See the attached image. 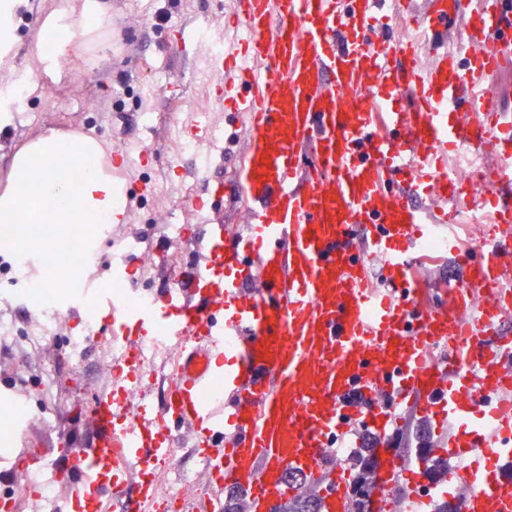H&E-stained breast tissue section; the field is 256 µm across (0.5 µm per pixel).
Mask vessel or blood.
Returning a JSON list of instances; mask_svg holds the SVG:
<instances>
[{"instance_id":"1","label":"vessel or blood","mask_w":512,"mask_h":512,"mask_svg":"<svg viewBox=\"0 0 512 512\" xmlns=\"http://www.w3.org/2000/svg\"><path fill=\"white\" fill-rule=\"evenodd\" d=\"M234 0L243 38L214 58L219 84L236 82L232 115L247 117L239 182L252 201L246 230L229 237L212 218L221 183L204 180L189 206L200 216L195 262L146 305L86 288L118 349L108 390L88 418L91 447L22 462L70 486L61 512H193L165 501L157 467L173 433L194 430L210 481L246 489L250 512H274L290 471L320 477L352 422L377 434L412 404L442 433L440 456L468 457L463 494L421 476L394 449L377 486L411 485L405 512H512V114L493 109L495 78L512 64V0ZM421 30L434 64L411 39L385 31L390 16ZM490 145L493 189L475 196L443 162L448 149ZM489 211L479 251L454 244L459 208ZM441 235L462 270L449 303L427 306L416 276L422 242ZM187 342L158 406H149L140 355L148 334ZM444 346L448 355L427 361ZM224 395L209 397L216 376ZM360 391L367 410L347 404ZM386 394L391 404L379 402ZM326 512H347L349 484L321 485Z\"/></svg>"}]
</instances>
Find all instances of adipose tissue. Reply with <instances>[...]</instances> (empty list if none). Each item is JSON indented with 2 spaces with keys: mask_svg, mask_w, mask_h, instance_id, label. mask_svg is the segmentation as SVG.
Returning a JSON list of instances; mask_svg holds the SVG:
<instances>
[{
  "mask_svg": "<svg viewBox=\"0 0 512 512\" xmlns=\"http://www.w3.org/2000/svg\"><path fill=\"white\" fill-rule=\"evenodd\" d=\"M27 0H0V73L9 81L0 87V127L12 117L11 79L21 78L23 91L33 93L41 77H60L63 59L85 43L106 49L109 19L101 0H70L47 12L28 43L18 38ZM34 59L37 69L23 68L20 58ZM104 149L91 135H42L13 157L8 181L0 190V256L28 266L45 262L37 286L50 293L56 271L68 264L63 247L73 224H120L127 201L104 168Z\"/></svg>",
  "mask_w": 512,
  "mask_h": 512,
  "instance_id": "1",
  "label": "adipose tissue"
}]
</instances>
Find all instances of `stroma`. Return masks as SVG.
<instances>
[{"instance_id": "35a3bbf8", "label": "stroma", "mask_w": 512, "mask_h": 512, "mask_svg": "<svg viewBox=\"0 0 512 512\" xmlns=\"http://www.w3.org/2000/svg\"><path fill=\"white\" fill-rule=\"evenodd\" d=\"M111 18L112 50L72 55L60 79H43L0 129V188L7 182L14 154L28 141L50 132L91 134L104 149L116 140L135 142L151 134L153 153L141 168L116 170L112 181L129 189L128 219L110 225L99 236L96 260L87 271L97 288L127 298L119 283L134 276L139 289L160 288L191 261L189 242L171 235L169 225H188L193 218L183 201L199 188L195 154L180 151L173 126H190L200 112L221 133L211 169L233 183L232 160L245 147L243 130H231L224 109L212 96L214 79L207 72L211 39L224 32L227 0H103ZM205 23L210 35L181 50L167 48L172 30L194 31ZM152 185L147 194L133 185ZM133 249L138 256L125 273L112 256ZM37 270L21 277L0 259V425L23 422L24 433L0 428V496L14 493L25 474L15 462L24 445L70 450L89 447L94 428L84 414L109 386L113 361L103 342L72 350L82 335L91 304L73 306L74 290L56 289L62 312L50 333H43L42 298L31 286Z\"/></svg>"}]
</instances>
